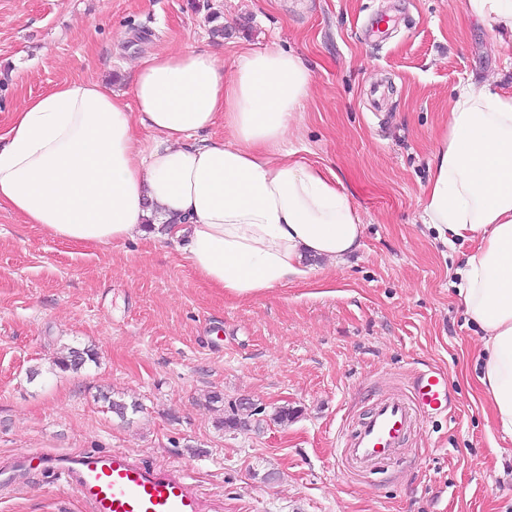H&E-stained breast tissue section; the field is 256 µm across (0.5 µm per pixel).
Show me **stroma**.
Instances as JSON below:
<instances>
[{
	"label": "stroma",
	"mask_w": 512,
	"mask_h": 512,
	"mask_svg": "<svg viewBox=\"0 0 512 512\" xmlns=\"http://www.w3.org/2000/svg\"><path fill=\"white\" fill-rule=\"evenodd\" d=\"M274 43L314 74L291 144L336 174L365 224L362 248L236 301L174 243L75 245L1 208L0 462L122 449L185 468L214 512H512V442L485 416L479 333L458 297L469 246L420 219L458 84L495 74L512 90V62L462 0H0V133L58 83L129 91V64L150 52L193 46L229 66ZM67 346L97 359L60 370ZM429 365L449 374L452 412L413 432L403 467L346 470L337 440ZM112 398L140 409L118 416ZM242 399L260 407L256 422L224 428ZM0 512L85 507L30 475L0 492Z\"/></svg>",
	"instance_id": "1"
}]
</instances>
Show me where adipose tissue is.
<instances>
[{
    "instance_id": "1",
    "label": "adipose tissue",
    "mask_w": 512,
    "mask_h": 512,
    "mask_svg": "<svg viewBox=\"0 0 512 512\" xmlns=\"http://www.w3.org/2000/svg\"><path fill=\"white\" fill-rule=\"evenodd\" d=\"M512 59V0H463ZM129 95L94 80L24 100L0 135V208L69 243L153 233L197 276L238 300L339 265L364 225L333 171L299 159L290 136L314 76L276 45L232 68L192 47L133 63ZM495 77L457 89L423 190V224L471 243L460 298L481 329L474 357L491 420L512 439V91ZM223 137H211L216 125ZM148 130L150 141L139 138Z\"/></svg>"
}]
</instances>
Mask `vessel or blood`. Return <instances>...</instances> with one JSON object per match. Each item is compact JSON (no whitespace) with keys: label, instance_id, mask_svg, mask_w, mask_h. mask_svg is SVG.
<instances>
[{"label":"vessel or blood","instance_id":"1","mask_svg":"<svg viewBox=\"0 0 512 512\" xmlns=\"http://www.w3.org/2000/svg\"><path fill=\"white\" fill-rule=\"evenodd\" d=\"M447 408V372L438 367L415 371L407 391L377 399L345 438L344 467L368 471L396 464L420 417ZM22 473H42L72 487L87 512H205L184 471L145 462L125 450L72 455L34 450L0 466V487L14 485Z\"/></svg>","mask_w":512,"mask_h":512}]
</instances>
